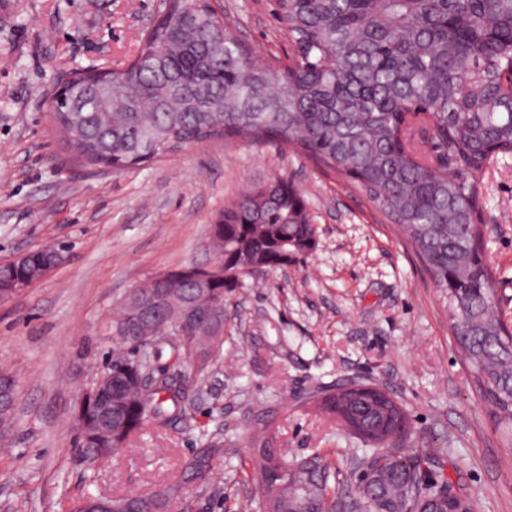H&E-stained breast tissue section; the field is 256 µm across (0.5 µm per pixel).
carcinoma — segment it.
Segmentation results:
<instances>
[{
    "instance_id": "cac0c4a2",
    "label": "carcinoma",
    "mask_w": 512,
    "mask_h": 512,
    "mask_svg": "<svg viewBox=\"0 0 512 512\" xmlns=\"http://www.w3.org/2000/svg\"><path fill=\"white\" fill-rule=\"evenodd\" d=\"M278 16L297 49L278 71L257 62L206 0H168L136 56L113 72L109 92L95 67L74 72L52 96L49 121L79 159L114 170L139 166L212 138L297 148L351 179L404 229L441 288L472 383L499 429L512 430V324L495 302L496 271L484 256L483 186L490 163L512 156V0H277ZM432 141L436 155L419 147ZM225 279L213 300L246 286L248 267L283 270L309 255L316 228L302 192L272 179L228 203L210 227ZM112 329L142 332L120 307ZM208 320L181 335L164 318L152 338L117 342L101 376L117 422L102 428L85 409L78 452L94 471L125 451L145 427L187 416L189 396L172 375L193 381L223 350ZM354 392L319 391L317 407L366 446L371 471L360 499L343 512H475L461 478L439 475L431 457L401 456L410 421L398 401L360 383ZM253 477L260 499L291 471L309 507L336 500L324 456L313 467L283 464L261 439ZM224 454L211 434L182 466L180 479L144 495L141 512H163L188 484L213 480Z\"/></svg>"
}]
</instances>
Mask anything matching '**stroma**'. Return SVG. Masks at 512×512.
<instances>
[{
	"label": "stroma",
	"mask_w": 512,
	"mask_h": 512,
	"mask_svg": "<svg viewBox=\"0 0 512 512\" xmlns=\"http://www.w3.org/2000/svg\"><path fill=\"white\" fill-rule=\"evenodd\" d=\"M261 62L293 54L275 0H220ZM155 0H0V263L49 245L64 261L0 301V372L18 385L12 446L0 452V512H68L92 493H148L176 480L206 435L224 432L215 478L172 512H243L255 498L252 440L285 459L327 456L339 499L357 498L360 440L308 395L348 380L384 388L412 434L402 453L450 455L478 512H512V451L469 381L448 307L394 224L346 177L286 146L221 138L120 172L81 163L48 122L61 72L131 59ZM283 178L301 188L317 242L304 261L224 301V351L187 416L150 427L88 474L74 410L109 359L115 307L154 275L216 258L225 204ZM482 222L497 298L512 317V157L494 162Z\"/></svg>",
	"instance_id": "obj_1"
}]
</instances>
